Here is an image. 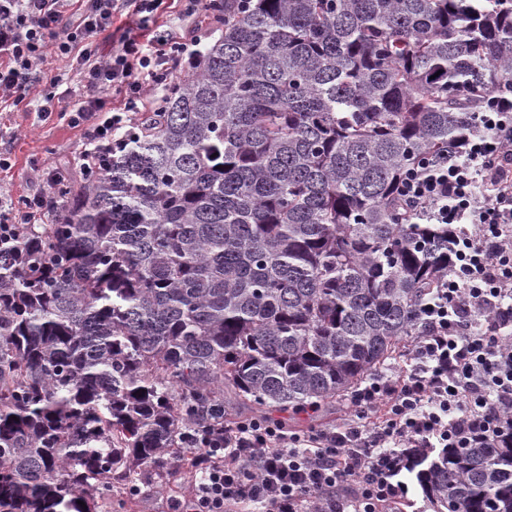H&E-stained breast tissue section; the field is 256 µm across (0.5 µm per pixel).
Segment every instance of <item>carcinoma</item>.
<instances>
[{
	"instance_id": "obj_1",
	"label": "carcinoma",
	"mask_w": 512,
	"mask_h": 512,
	"mask_svg": "<svg viewBox=\"0 0 512 512\" xmlns=\"http://www.w3.org/2000/svg\"><path fill=\"white\" fill-rule=\"evenodd\" d=\"M209 0L220 34L54 224L0 238V512H98L184 433L347 398L448 229L396 195L512 91V0ZM414 450L434 512H512V444Z\"/></svg>"
}]
</instances>
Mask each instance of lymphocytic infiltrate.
Returning <instances> with one entry per match:
<instances>
[{
    "label": "lymphocytic infiltrate",
    "instance_id": "f902f5d3",
    "mask_svg": "<svg viewBox=\"0 0 512 512\" xmlns=\"http://www.w3.org/2000/svg\"><path fill=\"white\" fill-rule=\"evenodd\" d=\"M161 0H0V104L37 90L48 53L76 60L79 81L43 97L41 119L83 127L81 173L120 149L141 114L159 112L191 63L197 38L153 30ZM125 15L108 54L96 37ZM456 160L406 170L396 191L448 228L450 262L423 305V331L393 376L374 374L352 394V419L302 435L254 417L196 444L195 494L170 512H380L400 503L406 451L512 442V98L491 94ZM51 194L0 207V236L60 209L63 176L36 168Z\"/></svg>",
    "mask_w": 512,
    "mask_h": 512
}]
</instances>
